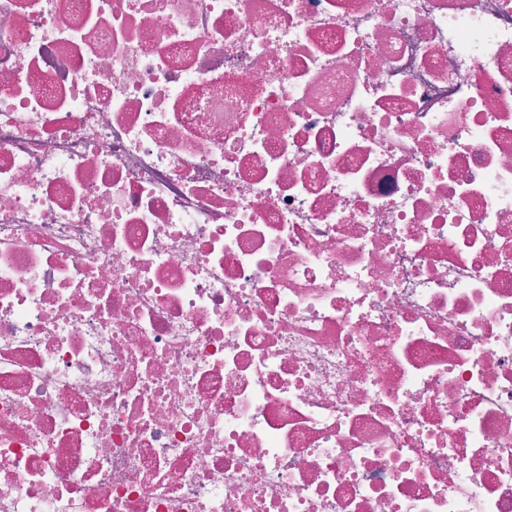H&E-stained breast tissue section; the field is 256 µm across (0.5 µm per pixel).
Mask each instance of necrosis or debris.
Returning a JSON list of instances; mask_svg holds the SVG:
<instances>
[{
  "label": "necrosis or debris",
  "instance_id": "1",
  "mask_svg": "<svg viewBox=\"0 0 512 512\" xmlns=\"http://www.w3.org/2000/svg\"><path fill=\"white\" fill-rule=\"evenodd\" d=\"M0 512H512V0H0Z\"/></svg>",
  "mask_w": 512,
  "mask_h": 512
}]
</instances>
